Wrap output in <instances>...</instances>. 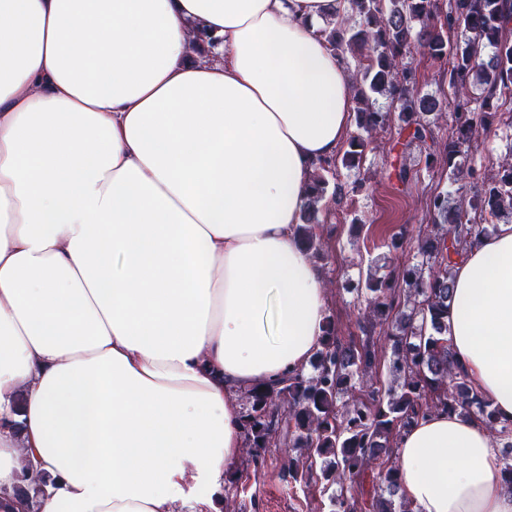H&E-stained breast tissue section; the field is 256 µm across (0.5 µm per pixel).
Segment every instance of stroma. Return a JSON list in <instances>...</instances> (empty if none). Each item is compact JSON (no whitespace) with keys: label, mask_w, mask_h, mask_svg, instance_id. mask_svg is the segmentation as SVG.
I'll list each match as a JSON object with an SVG mask.
<instances>
[{"label":"stroma","mask_w":512,"mask_h":512,"mask_svg":"<svg viewBox=\"0 0 512 512\" xmlns=\"http://www.w3.org/2000/svg\"><path fill=\"white\" fill-rule=\"evenodd\" d=\"M512 142V104L504 105L493 120L490 133L482 135L471 158L478 167L491 168ZM425 149L407 145L396 128H389L369 146L360 176L341 172L338 181L350 191L333 205L331 214L322 219L334 233L326 240L329 260L324 267L328 296L326 311L336 317L341 336L356 333V320L366 303L349 283L365 278L375 271V260L382 245L394 233L405 236L403 259L413 258L418 235L430 228L426 208L428 197L449 190L448 172L439 166L434 171L424 168ZM408 168L411 176L401 182L396 178L400 168ZM363 186L353 189L354 179ZM361 218L364 229L359 238H350L349 225ZM297 449L280 445L271 448L253 468L248 453H241L238 462L241 483L245 488L242 500L246 512H320L319 500L288 484L285 474Z\"/></svg>","instance_id":"35a3bbf8"}]
</instances>
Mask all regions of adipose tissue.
<instances>
[{"label":"adipose tissue","mask_w":512,"mask_h":512,"mask_svg":"<svg viewBox=\"0 0 512 512\" xmlns=\"http://www.w3.org/2000/svg\"><path fill=\"white\" fill-rule=\"evenodd\" d=\"M346 6L0 0V512H219L237 389L307 370L321 340L296 226L351 127L319 29ZM447 337L512 420V223L456 265ZM500 448L428 414L397 440L401 494L512 512ZM27 469L51 476L30 504Z\"/></svg>","instance_id":"1"}]
</instances>
